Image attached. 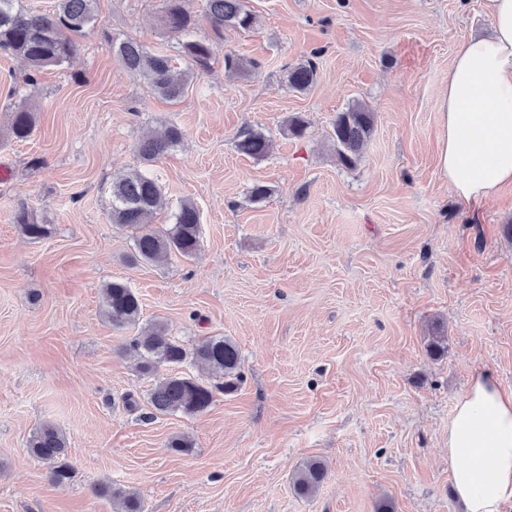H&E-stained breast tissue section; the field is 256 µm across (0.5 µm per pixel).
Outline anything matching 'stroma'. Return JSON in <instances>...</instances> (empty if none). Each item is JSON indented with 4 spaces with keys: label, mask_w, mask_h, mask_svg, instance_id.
I'll list each match as a JSON object with an SVG mask.
<instances>
[{
    "label": "stroma",
    "mask_w": 512,
    "mask_h": 512,
    "mask_svg": "<svg viewBox=\"0 0 512 512\" xmlns=\"http://www.w3.org/2000/svg\"><path fill=\"white\" fill-rule=\"evenodd\" d=\"M247 32L216 39L192 0V36L220 51L185 95L162 99L116 60L108 36L180 57L164 0H97L76 63L36 84L0 56V512H113L100 485L139 496L142 512H462L448 465V423L472 374L512 392V186L473 205L437 165L440 97L469 38L486 36L483 0H245ZM257 64L231 75L223 52ZM317 79L289 88L290 66ZM26 102L35 128L10 132ZM360 101L375 129L355 167L330 138ZM301 117L303 137L289 118ZM179 126L181 143L150 166L143 130ZM272 142L260 159L235 143ZM43 167L31 168L33 158ZM144 168L165 197L201 217L196 258L133 264L130 230L110 222L112 181ZM271 189L252 201L255 184ZM51 227L29 238L14 214ZM124 279L141 323L163 321L190 346L232 339L243 381L204 413H156L151 377L121 353L129 330L105 317L102 288ZM448 347L430 357L427 339ZM131 396L133 406L122 403ZM65 436L74 474L57 484L28 455L43 423ZM187 437L192 450L169 448ZM328 477L297 496L293 469ZM316 78L317 66L311 59L289 69L287 74L289 88L297 92L307 91L315 83ZM241 155L251 158L264 157L270 147L269 139L260 131L251 130L243 134L235 144ZM327 478V468L318 459H310L296 467L291 476L293 491L302 497L312 496Z\"/></svg>",
    "instance_id": "obj_1"
}]
</instances>
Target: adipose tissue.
Masks as SVG:
<instances>
[{
    "instance_id": "adipose-tissue-1",
    "label": "adipose tissue",
    "mask_w": 512,
    "mask_h": 512,
    "mask_svg": "<svg viewBox=\"0 0 512 512\" xmlns=\"http://www.w3.org/2000/svg\"><path fill=\"white\" fill-rule=\"evenodd\" d=\"M484 11L493 32L457 54L440 99L439 172L475 205L512 185V0H484ZM448 464L465 512L512 504V392L489 372L474 373L454 407Z\"/></svg>"
}]
</instances>
